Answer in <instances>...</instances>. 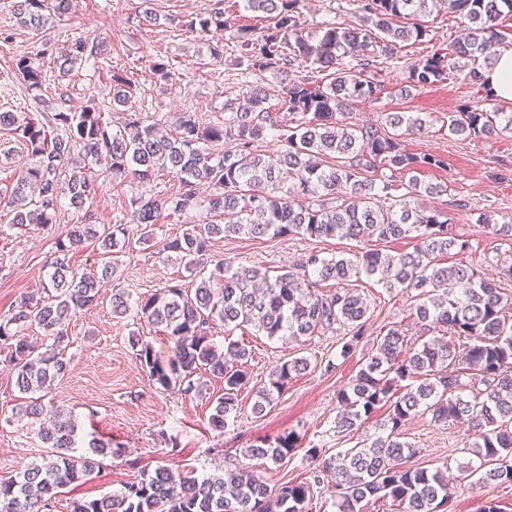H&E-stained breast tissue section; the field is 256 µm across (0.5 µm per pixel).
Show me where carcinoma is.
I'll list each match as a JSON object with an SVG mask.
<instances>
[{
    "instance_id": "carcinoma-1",
    "label": "carcinoma",
    "mask_w": 512,
    "mask_h": 512,
    "mask_svg": "<svg viewBox=\"0 0 512 512\" xmlns=\"http://www.w3.org/2000/svg\"><path fill=\"white\" fill-rule=\"evenodd\" d=\"M225 0L192 18L167 17L171 25L207 33L224 28ZM247 11L262 14L259 34L245 25L237 30L232 65L242 95L224 103V118L207 121L183 112L175 133L164 135L145 123L131 106L134 83L128 71L111 75L112 106L124 107L116 131L105 119L106 100L88 96L77 112L61 110L47 125L32 112H0L5 130L26 153L5 158L18 169L9 194L0 203L12 208L9 227L47 226L57 222L64 205L84 209L96 193L98 173L117 179L132 176L149 183L166 176L171 184L131 199L129 222L90 224V214L68 225L56 242L47 282L38 298L25 297L0 314V345L11 350L15 386L26 398L12 417L40 418L44 399L70 360L62 344L76 314L98 302L101 281L117 272V256L131 239H156L164 217L204 213L197 224L163 240L161 252L184 266L190 281L167 285L135 303L148 324L172 343L162 358L152 343L132 334L129 344L141 369L163 391L195 398L218 381L224 393L209 415L220 434L234 424L239 396L250 383L248 346L224 337L219 347L210 334L219 321L233 329L253 327L268 339L287 337L303 344L335 328L351 339L340 356L354 353L371 319L370 304L359 292L362 277L377 278L411 299L423 339L413 342L391 325L379 332L367 358L339 390L335 427L349 435L369 421L374 433L354 447L318 464L314 483L326 484L336 512H361L365 500H391L397 512H445L452 497L448 464L432 470L406 465L415 453L403 427L418 414L436 423L467 424L465 448L476 463L468 466L472 485H512V265L489 279L477 268L443 265L451 251H463L460 238L442 212L425 201L448 195V183H425L424 169L441 168L438 154H416L402 137L425 130L429 116L384 112L375 124L358 125L337 118L350 103L372 101L380 91L376 68L400 59L408 42L429 35L428 17L450 13L462 36L408 65L409 97L439 82L464 75L490 97L481 70L512 38L503 22L512 20V0H352L358 23L347 27L324 21L306 30L302 0H242ZM69 0H13L20 24L39 30ZM104 55L99 44L76 38L53 66L71 71ZM306 73L289 77L294 68ZM13 79L38 92L50 89L44 64L21 56ZM277 85V108L268 105L262 75ZM448 133L492 139L512 133V113L469 105L448 115ZM279 150L259 149L266 137ZM231 143L234 149L217 146ZM484 232L512 241V216L501 222L491 213L479 217ZM230 234L249 238L336 237L366 247L351 256L324 257L311 252L302 263L272 275L255 266H237L211 257L213 242ZM413 239L412 251H382L373 240ZM88 241L99 244L100 275H77L68 254ZM37 328L40 341L29 339ZM308 368L295 357L272 366L267 381L255 388L252 412L272 406L288 382ZM479 376L482 398L465 395V380ZM384 416H377L379 411ZM46 451L15 476L0 480V512H52L60 490L90 475L101 459L114 454L112 442L92 434L78 438L77 426L59 412L43 429ZM297 448L290 432L272 441H256L243 453L280 463ZM312 483V484H314ZM312 484L286 481L271 487L252 471L216 470L178 473L164 465L140 474L110 495L77 499L71 512H305Z\"/></svg>"
}]
</instances>
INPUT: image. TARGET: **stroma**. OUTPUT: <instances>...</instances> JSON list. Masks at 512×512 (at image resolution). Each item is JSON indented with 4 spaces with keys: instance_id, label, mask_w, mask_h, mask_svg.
<instances>
[{
    "instance_id": "obj_1",
    "label": "stroma",
    "mask_w": 512,
    "mask_h": 512,
    "mask_svg": "<svg viewBox=\"0 0 512 512\" xmlns=\"http://www.w3.org/2000/svg\"><path fill=\"white\" fill-rule=\"evenodd\" d=\"M142 0H71L67 14L54 18L45 28L34 31L21 26L11 10V0H0V32L12 39L0 41V73L9 70L14 59L34 54L44 44L53 48L66 46L72 39L104 42L114 66L124 68L136 63L134 101L144 104L149 122L171 121L178 112H195L212 119L223 115L224 103L239 91V84L229 57L219 59L210 54L212 46L230 42L234 30L208 34L188 33L171 26L153 27L138 24L135 13ZM427 41L406 47L399 60L382 64L378 79L382 85L376 102H361L352 109L355 123L376 122L383 112H419L430 115V126L418 135L409 136L406 146L414 153H434L446 162L444 168L421 171L425 182H448L450 193L468 200L466 212L449 210L455 231L469 242L461 253L449 255L447 264H470L497 276L512 264V243L488 237L477 218L480 213L495 211L512 215V179L501 181L495 174L502 166L512 167V134L496 139L464 138L449 135L442 120L464 104L475 102L476 89L463 78L450 79L425 87L409 98H400L398 90L407 76V66L436 48L449 44L461 33V27L447 15L430 20ZM169 59L184 77L169 83L157 81L152 65ZM224 72L223 82L211 77L214 69ZM88 67L68 73H56L68 105L78 108L88 95L107 96L108 78L90 80ZM146 187L133 179L118 182L98 181L90 207L93 221L110 224L120 209L128 207L132 197ZM12 212L0 205V314L24 295H39L47 278L48 264L56 251L55 242L66 225L76 223L77 210L64 207L56 223L18 230L11 228ZM182 221L170 218L161 222L157 241L131 242L120 254L114 285L103 286L96 306L80 312L68 326L69 342L65 356L70 371L54 383L50 397L52 409L72 412L79 436L94 434L110 440L114 456L104 459L99 469L81 482L63 489L56 499L54 512H70L76 498H96L118 491L122 484L138 477L141 470L157 465L172 468L193 466L210 472L217 468L255 471L269 485L288 480L309 481L314 465L306 458L308 448L317 447L322 457H330L363 440V432L347 438L337 433L334 420L338 412L337 392L356 374L364 355L383 326L402 325L408 338H417L420 326L410 310L405 295L388 291L385 286L368 282L364 293L371 305V321L366 337L354 354L340 355L346 340L344 331L333 330L313 337L304 344L268 339L254 328L225 331L214 324L216 344L232 339L248 345L252 351L249 363L251 381L241 394L240 415L225 433L210 429L208 418L216 399L223 393L222 383L212 382L206 395L195 399L180 394L160 392L142 371L129 345L132 332L145 338L163 355L171 344L135 311L118 315L111 306L113 288L123 289L130 300L155 293L167 284L184 280L186 271L166 260L159 241L179 233ZM356 242L346 239L318 240L293 238L249 239L228 236L215 241L213 251L234 263L276 270L296 265L309 252L321 255H343L355 252ZM307 358V371L292 379L277 402L263 416H254L253 387L266 380L269 369L281 359ZM21 401L15 387V375L9 365L6 347L0 345V478L16 474L44 451L40 439V422L24 425L11 419L13 407ZM463 425H443L430 415H419L404 427L405 437L415 450L410 464L432 469L448 464V477L453 488L452 512H475L479 503L495 500L512 512V486L496 484L466 488L461 484L462 472L471 456L464 449ZM295 432L298 446L289 459L275 464L244 455L243 450L255 439Z\"/></svg>"
}]
</instances>
